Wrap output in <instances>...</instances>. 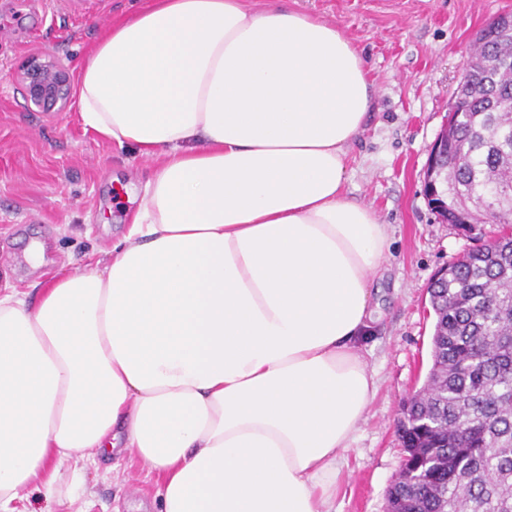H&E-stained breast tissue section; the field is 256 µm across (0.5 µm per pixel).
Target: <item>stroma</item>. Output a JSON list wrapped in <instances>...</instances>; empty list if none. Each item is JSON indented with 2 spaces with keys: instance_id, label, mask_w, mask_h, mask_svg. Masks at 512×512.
<instances>
[{
  "instance_id": "obj_1",
  "label": "stroma",
  "mask_w": 512,
  "mask_h": 512,
  "mask_svg": "<svg viewBox=\"0 0 512 512\" xmlns=\"http://www.w3.org/2000/svg\"><path fill=\"white\" fill-rule=\"evenodd\" d=\"M144 0H0V281L18 291L59 270L94 268L134 212L125 187L142 186L149 162L85 131L76 104L45 112L13 79L34 53L79 76L103 31ZM338 24L363 52L375 95L365 129L348 149V198L387 224L391 250L372 286L374 334L363 356L379 389L349 455L336 512H386V490L403 458L398 420L425 379L432 275L474 245L431 211L424 170L448 122L458 77L477 33L512 0H293ZM44 250L41 266L25 252ZM86 492L65 512H157L155 476L122 454L88 463Z\"/></svg>"
}]
</instances>
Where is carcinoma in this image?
<instances>
[{
	"label": "carcinoma",
	"mask_w": 512,
	"mask_h": 512,
	"mask_svg": "<svg viewBox=\"0 0 512 512\" xmlns=\"http://www.w3.org/2000/svg\"><path fill=\"white\" fill-rule=\"evenodd\" d=\"M470 85L448 117V180L428 200L472 233L512 224V15L483 29L468 56ZM430 366L403 406L405 456L387 512H512V232L464 251L429 289Z\"/></svg>",
	"instance_id": "1"
}]
</instances>
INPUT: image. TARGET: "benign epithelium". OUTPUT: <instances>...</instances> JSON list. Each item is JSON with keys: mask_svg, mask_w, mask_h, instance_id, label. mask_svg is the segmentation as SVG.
I'll use <instances>...</instances> for the list:
<instances>
[{"mask_svg": "<svg viewBox=\"0 0 512 512\" xmlns=\"http://www.w3.org/2000/svg\"><path fill=\"white\" fill-rule=\"evenodd\" d=\"M24 94L30 102L45 111H63L71 100L72 79L69 68L59 59L33 55L24 64L18 76ZM441 140L430 147L424 181L437 186L442 167Z\"/></svg>", "mask_w": 512, "mask_h": 512, "instance_id": "1", "label": "benign epithelium"}]
</instances>
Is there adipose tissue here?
Here are the masks:
<instances>
[{
  "instance_id": "1",
  "label": "adipose tissue",
  "mask_w": 512,
  "mask_h": 512,
  "mask_svg": "<svg viewBox=\"0 0 512 512\" xmlns=\"http://www.w3.org/2000/svg\"><path fill=\"white\" fill-rule=\"evenodd\" d=\"M371 102L353 41L286 0H149L99 41L80 117L152 174L93 270L0 287V512L116 450L159 512H336L390 251L345 194Z\"/></svg>"
}]
</instances>
